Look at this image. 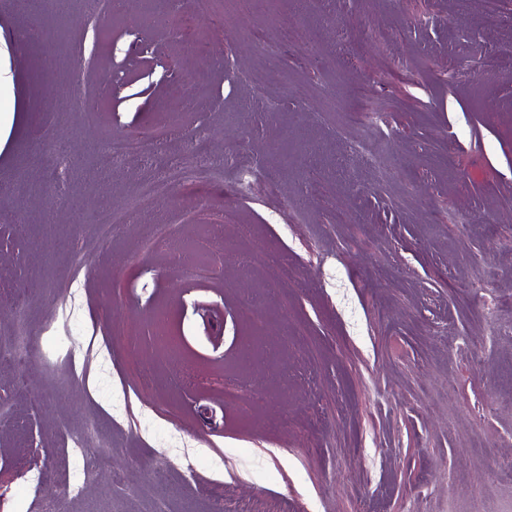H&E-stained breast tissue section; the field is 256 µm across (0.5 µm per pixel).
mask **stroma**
<instances>
[{
    "instance_id": "obj_1",
    "label": "stroma",
    "mask_w": 512,
    "mask_h": 512,
    "mask_svg": "<svg viewBox=\"0 0 512 512\" xmlns=\"http://www.w3.org/2000/svg\"><path fill=\"white\" fill-rule=\"evenodd\" d=\"M69 2L0 148V512H512V0ZM199 145L222 170L98 238ZM156 141V138L115 140L110 145V160L116 164L122 162L130 155H139L144 158H151L157 153Z\"/></svg>"
}]
</instances>
